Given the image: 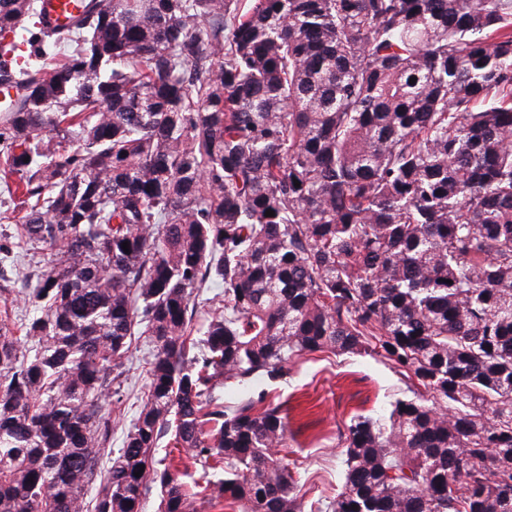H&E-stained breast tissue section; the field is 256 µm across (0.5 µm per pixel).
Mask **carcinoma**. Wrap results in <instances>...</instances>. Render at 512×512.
<instances>
[{
	"label": "carcinoma",
	"instance_id": "cac0c4a2",
	"mask_svg": "<svg viewBox=\"0 0 512 512\" xmlns=\"http://www.w3.org/2000/svg\"><path fill=\"white\" fill-rule=\"evenodd\" d=\"M38 11L0 0L29 46L0 48L24 209L0 256L32 308L0 327V512H142L157 487L158 512H305L283 405L248 390L315 352L413 387L345 423L317 512H512V0H88L52 34ZM142 334L147 392L85 501Z\"/></svg>",
	"mask_w": 512,
	"mask_h": 512
}]
</instances>
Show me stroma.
<instances>
[{
    "label": "stroma",
    "instance_id": "stroma-1",
    "mask_svg": "<svg viewBox=\"0 0 512 512\" xmlns=\"http://www.w3.org/2000/svg\"><path fill=\"white\" fill-rule=\"evenodd\" d=\"M154 346L134 342L123 359L124 412L114 414L110 446L119 450L136 418V397L148 387V362ZM405 381L394 369L366 355L314 354L290 363L276 394L287 415L283 455L295 478L312 498L332 496L341 482L345 423L357 413L379 415L390 400L405 395Z\"/></svg>",
    "mask_w": 512,
    "mask_h": 512
}]
</instances>
